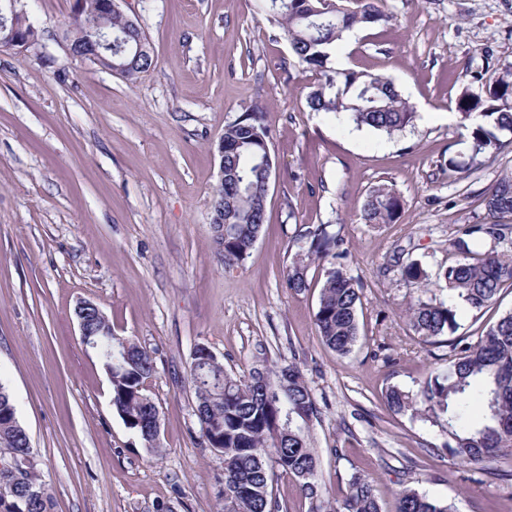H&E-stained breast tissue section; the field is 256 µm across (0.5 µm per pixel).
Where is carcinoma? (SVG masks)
I'll return each instance as SVG.
<instances>
[{"instance_id":"carcinoma-1","label":"carcinoma","mask_w":512,"mask_h":512,"mask_svg":"<svg viewBox=\"0 0 512 512\" xmlns=\"http://www.w3.org/2000/svg\"><path fill=\"white\" fill-rule=\"evenodd\" d=\"M99 0H85L83 12L66 23L67 40L87 47L85 36L97 27L112 33L102 55L126 64L124 77L133 79L154 66L152 54L134 59V40L124 18L114 13L108 21L98 14ZM273 20L282 28L298 63L320 74L310 92L314 112L331 113L389 136L414 124L417 112L401 97L394 82L382 75L330 66L336 43L356 26L369 27L390 21L376 0H280ZM471 141L468 159L448 158V169L461 172L493 162L505 147L497 132H512V75L484 85L483 95L465 93L456 102ZM269 131L261 117L246 113L224 131L225 171L244 177L241 186L227 181L224 189V250L217 251L224 265L243 263L265 223L259 191L267 177L262 161ZM403 207L401 196L388 184L375 186L361 204L368 224H389ZM490 222L466 225L460 236L448 240L458 259L439 270L435 285L448 289V301L417 299L406 309L414 334L424 343L452 335L459 329L458 310L480 312L497 303L503 288H512V257L489 254L473 261L466 238L483 234L494 241L505 239L512 227L499 218L512 215V171L490 187L485 197ZM332 254L325 269L315 323L323 344L338 355L348 354L358 337L357 305L360 283L336 263ZM409 284L429 285L423 264L411 261L401 268ZM288 287L302 292L308 287L304 268L288 272ZM124 354L112 364V405L126 427L143 442L155 425L159 411L147 393L146 381L154 372L149 351L126 338ZM448 368L429 376L413 393L390 385L383 394L394 415H416L419 405L434 414V423L447 436L445 448L453 458L480 463L489 458L512 460V311L481 332L473 344L463 338L448 339ZM190 383L196 400L201 437L210 448L224 449V512H278L273 494L275 478L288 476L299 482L311 512H381L369 478L354 475L343 497L323 500L316 481L318 458L311 446L318 408L299 368L265 367L249 378L228 373L214 358L191 362ZM30 440L20 423L0 422V498L17 503L23 512H50L51 500L38 482ZM396 512H454L453 506L414 490L404 491Z\"/></svg>"}]
</instances>
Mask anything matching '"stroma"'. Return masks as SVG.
Listing matches in <instances>:
<instances>
[{
  "label": "stroma",
  "mask_w": 512,
  "mask_h": 512,
  "mask_svg": "<svg viewBox=\"0 0 512 512\" xmlns=\"http://www.w3.org/2000/svg\"><path fill=\"white\" fill-rule=\"evenodd\" d=\"M73 4L24 0L38 40L0 50V384L51 512H224V457L201 438L188 380L198 344L244 379L262 363L300 367L326 499L357 474L381 512L410 489L456 512H512V467L450 457L436 426L382 400L390 384L418 390L449 351L414 336L404 310L419 292L399 263L432 276L452 263L449 239L484 222L487 189L512 169V147L479 169H448L468 147L457 98L512 71V0H378L390 22L345 34L336 66L392 78L418 114L391 138L310 111L319 76L299 66L264 0H125L154 54L132 80L69 53ZM247 112L264 115L274 168L259 237L227 268L211 244L215 146ZM381 183L404 207L376 227L360 206ZM322 224L363 285L343 356L315 324L321 262L308 263L305 291L287 285ZM81 300L152 351L159 452L114 410L102 359L79 336ZM511 310L506 288L483 312L461 310L457 334L476 341Z\"/></svg>",
  "instance_id": "obj_1"
}]
</instances>
